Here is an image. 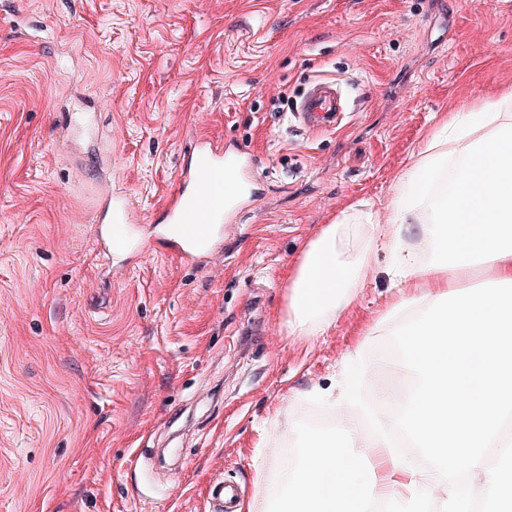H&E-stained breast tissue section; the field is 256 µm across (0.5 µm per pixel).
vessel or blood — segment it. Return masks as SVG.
<instances>
[{"label":"vessel or blood","mask_w":512,"mask_h":512,"mask_svg":"<svg viewBox=\"0 0 512 512\" xmlns=\"http://www.w3.org/2000/svg\"><path fill=\"white\" fill-rule=\"evenodd\" d=\"M343 112L341 98L334 83L319 82L303 100L298 117L310 128H326L335 124ZM242 155L222 149L210 141L197 139L189 162L177 176V190L166 202L172 228L167 236L170 250L185 261L194 260L209 236L208 225L224 220V202L238 192L225 187L224 171L241 167ZM238 489L231 484L216 483L209 497L216 512H231Z\"/></svg>","instance_id":"1"}]
</instances>
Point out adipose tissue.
Returning <instances> with one entry per match:
<instances>
[{
	"instance_id": "1",
	"label": "adipose tissue",
	"mask_w": 512,
	"mask_h": 512,
	"mask_svg": "<svg viewBox=\"0 0 512 512\" xmlns=\"http://www.w3.org/2000/svg\"><path fill=\"white\" fill-rule=\"evenodd\" d=\"M479 109L486 133L463 128L451 112L417 144L391 189L387 224L371 203L348 204L288 272L290 334H325L365 286L374 241L384 237L395 256L385 269L392 310L426 305L401 335L418 379L393 425L430 464L413 468L347 420L340 437H314L303 448L286 512H367L375 500L421 512L437 488L444 512H472L476 482L492 512H512V437L502 432L512 416V90ZM452 152L462 168L442 202L431 186ZM427 249L439 260L420 262ZM479 268L491 272L493 288H465Z\"/></svg>"
}]
</instances>
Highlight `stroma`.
Here are the masks:
<instances>
[{"instance_id": "obj_1", "label": "stroma", "mask_w": 512, "mask_h": 512, "mask_svg": "<svg viewBox=\"0 0 512 512\" xmlns=\"http://www.w3.org/2000/svg\"><path fill=\"white\" fill-rule=\"evenodd\" d=\"M321 79L332 130L296 116ZM508 89L512 0H0V512H212L219 480L275 512L300 409L363 394L403 322L380 244L326 335H289V267L347 203L385 210L438 113L479 128ZM200 137L248 172L185 262L162 206Z\"/></svg>"}]
</instances>
